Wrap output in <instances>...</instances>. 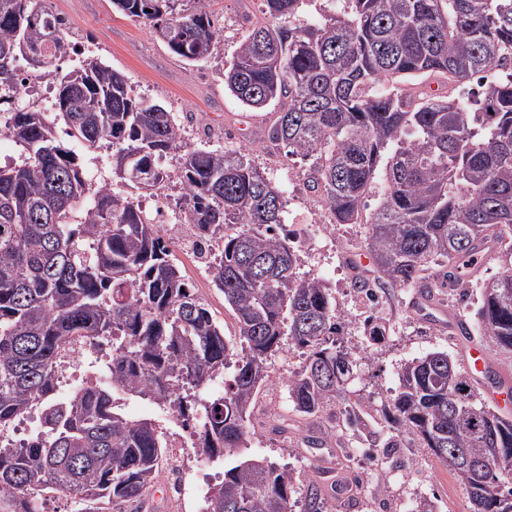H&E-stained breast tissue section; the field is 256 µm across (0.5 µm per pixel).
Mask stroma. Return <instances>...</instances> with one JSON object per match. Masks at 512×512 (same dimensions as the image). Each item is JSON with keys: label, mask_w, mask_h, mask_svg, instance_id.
Returning a JSON list of instances; mask_svg holds the SVG:
<instances>
[{"label": "stroma", "mask_w": 512, "mask_h": 512, "mask_svg": "<svg viewBox=\"0 0 512 512\" xmlns=\"http://www.w3.org/2000/svg\"><path fill=\"white\" fill-rule=\"evenodd\" d=\"M47 5L65 19L69 37L78 48L93 49L128 76L136 95L159 102L173 112L187 141L195 145L207 143L217 149L249 150L255 164L279 187L285 200L283 227L298 257L297 271L303 276L323 278L328 284L342 322L337 341L350 348L356 360L345 401L363 400L367 411L366 430L342 438L337 437L336 428L343 421L345 401L313 415L325 441L320 448L300 444L295 433L271 432L265 417L267 407L278 406L286 416H293L288 379L305 361L302 349L284 345L268 360L271 381L257 396L252 416L254 433L248 447L211 460L186 450L182 459L186 486L182 491L170 489L169 470L163 464L143 501L116 502L106 512H152L158 506L163 512H203L210 488L223 480L225 469L249 457L285 467L292 477V512H305L310 482L323 478L326 463L334 461L340 450L362 475L363 491L355 501L325 495L322 512H419L426 502L433 512H470L467 494L448 465L428 449L418 447L412 435L400 436L394 448L374 444L375 439L388 437L379 410L398 387L401 364L435 350L447 351L455 361L464 362L459 339L448 328L435 325L410 309L412 288L388 289L376 308L368 307L355 288L356 272L372 268L365 248L367 225L304 223V216L318 203L305 185L308 161L282 150L265 149L263 131L276 120V110H252L224 88L222 63L231 57L241 37L242 14L259 13L258 0H213L212 10L223 35L219 57L194 65L183 62L155 40L148 24L118 12L112 0H47ZM179 233V246L172 251L174 259L197 296L223 324L225 336L234 335L235 319L223 293L212 286L189 228L180 227ZM499 271L498 263L487 264L461 294L440 289L439 296L448 313L476 326L481 283ZM372 314L381 318L387 328L385 340L374 346L365 339V319ZM113 398L126 417L149 420L165 437L188 440V431L163 406L119 390L114 391Z\"/></svg>", "instance_id": "stroma-1"}]
</instances>
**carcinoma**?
<instances>
[{"mask_svg":"<svg viewBox=\"0 0 512 512\" xmlns=\"http://www.w3.org/2000/svg\"><path fill=\"white\" fill-rule=\"evenodd\" d=\"M301 0H261L267 22L244 14L224 88L249 108L281 105L266 134L272 149L310 160L306 187L336 224H367L376 289L429 287L446 269L452 287L497 261L475 316L483 341L512 355V0H344L321 24L292 22ZM146 22L188 63L211 59L221 31L210 0H112ZM70 41L45 0H0V106L19 92L15 62L53 77L51 113H10L0 136L23 148L0 166V435L33 409L43 422L15 446L0 440V512H39L53 489L80 506L135 502L153 486L163 433L114 410L112 390L148 397L190 430L196 455L248 447L251 415L269 381L267 360L284 339L307 351L288 379L300 414L336 399L352 377V353L336 345L342 325L324 281L297 274L280 236L283 193L243 150L187 144L163 105L133 94L128 78L95 55L57 75ZM443 78L448 94L412 81ZM383 86L379 92L372 91ZM89 148L112 150L115 176L143 190L168 179L178 160L179 221L195 229L211 283L234 313L224 336L190 288L157 225L111 187L95 190L79 157L57 141L58 122ZM385 189L365 199L383 153ZM386 328L371 316L370 344ZM81 337L110 345L90 361L95 378L58 396L61 359ZM383 419L386 447L413 431L419 447L448 464L471 512H512V418L478 400L446 351L405 363ZM346 430L366 427L352 405ZM505 448L491 469L474 464ZM292 479L265 459L224 471L206 512H290Z\"/></svg>","mask_w":512,"mask_h":512,"instance_id":"cac0c4a2","label":"carcinoma"}]
</instances>
